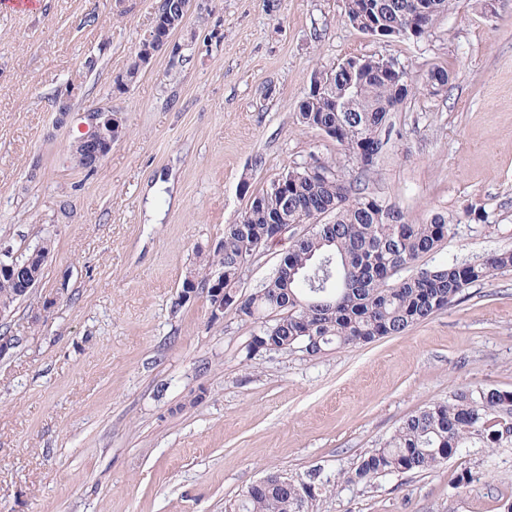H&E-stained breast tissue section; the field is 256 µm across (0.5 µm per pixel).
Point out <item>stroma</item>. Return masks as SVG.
<instances>
[{"label": "stroma", "instance_id": "obj_1", "mask_svg": "<svg viewBox=\"0 0 512 512\" xmlns=\"http://www.w3.org/2000/svg\"><path fill=\"white\" fill-rule=\"evenodd\" d=\"M158 2L0 7V243L18 257L53 242L0 322L17 339L0 356V512H237L271 472L318 473L308 512H503L512 444L367 486L339 476L460 388L512 391V271L402 335L315 357L250 353L234 311L214 323L206 293L177 298L244 211L241 183L343 160L296 113L313 73L356 56L397 60L415 87L368 185L411 220L447 214L453 234L418 267L512 250V0H453L418 39L360 32L343 0H194L180 54L117 90ZM436 66L450 81L434 94ZM91 107L125 132L88 171L70 146Z\"/></svg>", "mask_w": 512, "mask_h": 512}]
</instances>
